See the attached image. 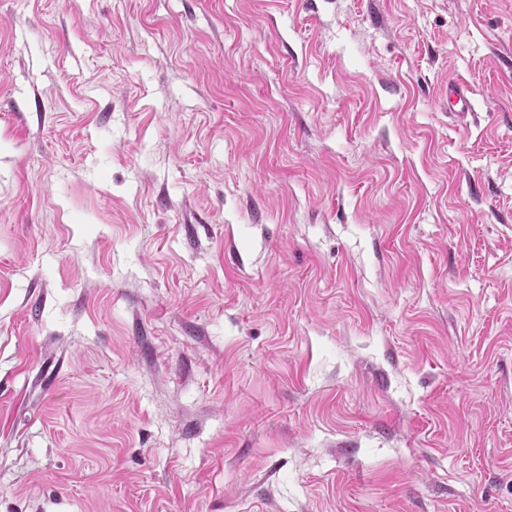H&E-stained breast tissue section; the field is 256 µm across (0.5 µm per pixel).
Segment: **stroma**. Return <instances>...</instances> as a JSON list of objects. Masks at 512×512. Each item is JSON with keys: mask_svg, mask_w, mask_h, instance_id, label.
Masks as SVG:
<instances>
[{"mask_svg": "<svg viewBox=\"0 0 512 512\" xmlns=\"http://www.w3.org/2000/svg\"><path fill=\"white\" fill-rule=\"evenodd\" d=\"M0 512H512V0H0Z\"/></svg>", "mask_w": 512, "mask_h": 512, "instance_id": "obj_1", "label": "stroma"}]
</instances>
